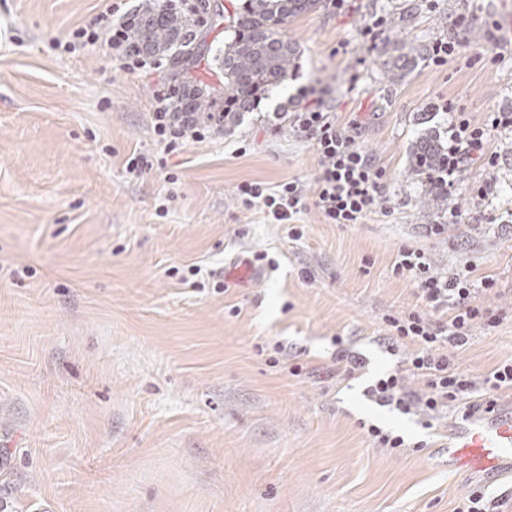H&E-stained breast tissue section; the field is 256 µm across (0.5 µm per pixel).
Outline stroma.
Segmentation results:
<instances>
[{"label":"stroma","instance_id":"stroma-1","mask_svg":"<svg viewBox=\"0 0 512 512\" xmlns=\"http://www.w3.org/2000/svg\"><path fill=\"white\" fill-rule=\"evenodd\" d=\"M142 4L0 0V512H457L477 489L512 512L511 478L449 472L456 410L426 429L364 395L412 350L382 322L418 304L392 274L403 245L440 271L477 258L474 278L497 283L486 303L506 319L456 352L477 382L468 402L485 404L484 378L512 360V138L490 142L497 196L441 237L427 227L444 209L410 168L415 143L450 121L431 103L457 100L477 121L512 108V49L476 59L512 0H350L302 15L281 30L301 47L286 87L166 158L151 114L168 57L129 70L104 44L69 45L97 16L118 22ZM373 15L387 31L366 55ZM455 37L460 54L434 66L433 41ZM318 82L339 123L361 121L403 206L363 224L310 209L293 241L237 187L311 186L317 156L289 124ZM140 154L165 164L129 174ZM257 253L255 277L225 281ZM343 347L363 368L346 372ZM365 421L408 447H376Z\"/></svg>","mask_w":512,"mask_h":512}]
</instances>
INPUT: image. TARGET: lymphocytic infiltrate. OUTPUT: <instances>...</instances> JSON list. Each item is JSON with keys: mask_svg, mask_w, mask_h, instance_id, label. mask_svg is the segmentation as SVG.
<instances>
[{"mask_svg": "<svg viewBox=\"0 0 512 512\" xmlns=\"http://www.w3.org/2000/svg\"><path fill=\"white\" fill-rule=\"evenodd\" d=\"M128 25H103L101 30L79 28L74 39L88 44L104 43L124 57L132 69L144 67L140 55L126 48ZM314 100L295 113L292 133L310 144L318 157L313 192H306L302 182L291 179L269 186L260 181H245L237 187L242 205L259 210L269 223L284 224L292 239L304 235L297 222L299 214L315 209L327 224H362L373 217L388 218L397 208L395 197L388 194V173L364 149L357 125H339L335 113L324 106L326 88H313ZM434 111L450 114L448 158L443 166L428 173L433 188L446 190L454 200L447 222L432 225L431 235L440 236L449 225L465 223L470 217L471 200H488L497 193L499 155L491 151L495 131H512V112L497 109L486 120L474 121L455 100L442 99ZM152 131L165 154L179 152L190 141L201 142L216 131L214 124L196 123L184 113L170 111L164 101H157L151 117ZM480 162V179L464 182L471 162ZM474 260L463 267L440 272L430 253L420 248L400 247L392 267L395 277L412 283L420 302L418 309L385 315L383 318L393 339L412 343L404 370L377 379L368 393L379 403L396 406L403 412L420 411L435 416L447 410L450 402L471 392V377L457 370L456 350L464 347L475 326L490 330L504 319L502 311L482 303L484 296L495 293L494 279H473ZM423 381L421 390H410L407 376Z\"/></svg>", "mask_w": 512, "mask_h": 512, "instance_id": "f902f5d3", "label": "lymphocytic infiltrate"}]
</instances>
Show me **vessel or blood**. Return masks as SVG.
I'll return each mask as SVG.
<instances>
[{
    "mask_svg": "<svg viewBox=\"0 0 512 512\" xmlns=\"http://www.w3.org/2000/svg\"><path fill=\"white\" fill-rule=\"evenodd\" d=\"M448 469L490 475L512 473V413L489 410L448 437Z\"/></svg>",
    "mask_w": 512,
    "mask_h": 512,
    "instance_id": "vessel-or-blood-1",
    "label": "vessel or blood"
}]
</instances>
